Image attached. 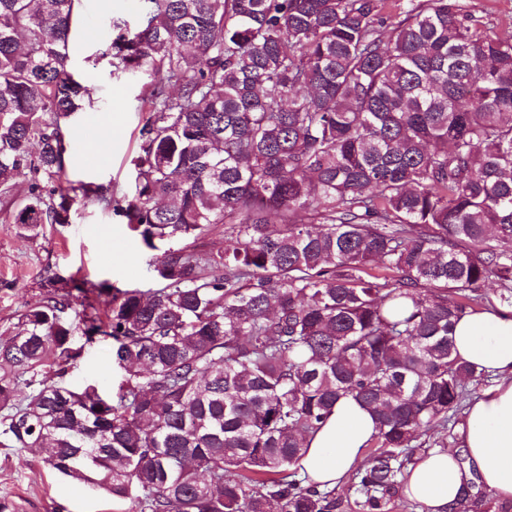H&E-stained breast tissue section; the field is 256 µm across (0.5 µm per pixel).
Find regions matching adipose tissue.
Listing matches in <instances>:
<instances>
[{
  "instance_id": "1",
  "label": "adipose tissue",
  "mask_w": 512,
  "mask_h": 512,
  "mask_svg": "<svg viewBox=\"0 0 512 512\" xmlns=\"http://www.w3.org/2000/svg\"><path fill=\"white\" fill-rule=\"evenodd\" d=\"M454 353L486 372L492 387L474 398L458 431L467 461L449 448H434L406 472L404 493L424 512H453L461 488L483 484L500 501H512V310L469 312L453 327ZM377 425L372 412L353 396L340 398L333 412L307 440L300 472L310 483L341 486L361 466Z\"/></svg>"
}]
</instances>
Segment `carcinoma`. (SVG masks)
Instances as JSON below:
<instances>
[{
	"mask_svg": "<svg viewBox=\"0 0 512 512\" xmlns=\"http://www.w3.org/2000/svg\"><path fill=\"white\" fill-rule=\"evenodd\" d=\"M82 2L0 0V220L36 234L89 199L167 249L155 289L74 281L22 315L0 444L130 512H337L298 462L352 395L377 434L348 491L392 512L422 437L488 380L454 355L455 322L512 309V36L461 0H143L101 53L144 80L147 113L114 204L58 185L61 122L94 104L70 69ZM218 226L220 251L174 246ZM74 290L111 296L83 335L111 340L113 397L66 382ZM454 512L512 501L472 483Z\"/></svg>",
	"mask_w": 512,
	"mask_h": 512,
	"instance_id": "obj_1",
	"label": "carcinoma"
}]
</instances>
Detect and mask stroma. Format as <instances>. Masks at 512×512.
I'll use <instances>...</instances> for the list:
<instances>
[{
  "label": "stroma",
  "mask_w": 512,
  "mask_h": 512,
  "mask_svg": "<svg viewBox=\"0 0 512 512\" xmlns=\"http://www.w3.org/2000/svg\"><path fill=\"white\" fill-rule=\"evenodd\" d=\"M139 0H85L77 33L71 39V69L93 91L95 108L65 123L64 181L111 187L116 199L129 192L138 131L145 117L134 77L114 76L101 51L111 37V21L137 25ZM162 251L144 247L115 213L86 201L69 223L45 225L39 235L0 222V343L18 330L26 309L80 278L126 289L155 287L153 268ZM121 371L112 361L111 342L96 337L85 344L70 369L69 383L96 384L112 395ZM28 512H127L123 503L97 487L69 481L46 469L33 448L0 447V496Z\"/></svg>",
  "instance_id": "1"
}]
</instances>
